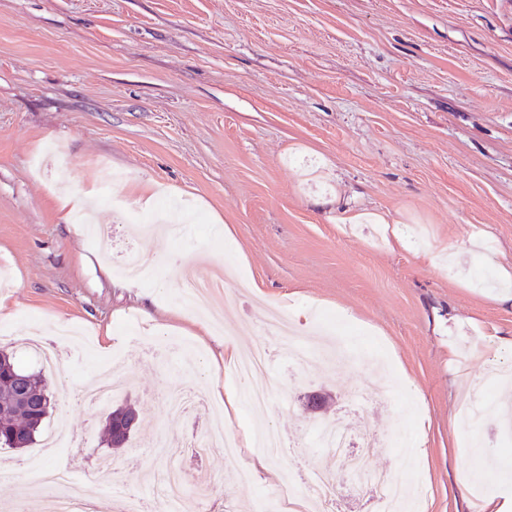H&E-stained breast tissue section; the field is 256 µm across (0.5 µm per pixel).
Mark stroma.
I'll return each instance as SVG.
<instances>
[{
	"mask_svg": "<svg viewBox=\"0 0 512 512\" xmlns=\"http://www.w3.org/2000/svg\"><path fill=\"white\" fill-rule=\"evenodd\" d=\"M66 187L91 192L88 205L63 208ZM355 213L383 221L346 223ZM144 216L182 237L134 234ZM396 232L406 248L392 249ZM451 242L454 261L433 266ZM130 243L156 277L116 274ZM173 256L229 279L209 303L245 348L272 347V305L306 347L331 334L316 313L340 329L344 360L307 371L272 347L268 414L237 404V434L285 440L252 486L237 471L255 447L197 457L188 442L211 414L165 408L208 351ZM0 265L18 306L1 351L32 370L21 337L52 318L83 333L47 381L45 423L66 419L73 445L46 461L96 495L152 512H275L282 471L321 468L339 477L337 512H372L343 458L314 443V390L351 442L401 428L372 463L424 512L512 494V438L487 421L491 454L475 455L464 410L487 368L512 365L494 350L512 336L500 297L512 291V0H0ZM159 341L168 352L150 358ZM105 365L121 386L112 405L144 420L115 451L107 409L78 399ZM365 391L388 400L356 402ZM171 468L189 479L178 502L157 485Z\"/></svg>",
	"mask_w": 512,
	"mask_h": 512,
	"instance_id": "35a3bbf8",
	"label": "stroma"
}]
</instances>
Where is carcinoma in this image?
<instances>
[{
	"mask_svg": "<svg viewBox=\"0 0 512 512\" xmlns=\"http://www.w3.org/2000/svg\"><path fill=\"white\" fill-rule=\"evenodd\" d=\"M24 391L31 396L32 406L26 410L13 407V399ZM48 392L46 380L39 374L26 371L14 358L0 353V446L12 448L19 441L28 446L45 419L49 405L41 402L42 394ZM109 444L122 448L140 424L136 409L121 405L109 414Z\"/></svg>",
	"mask_w": 512,
	"mask_h": 512,
	"instance_id": "1",
	"label": "carcinoma"
}]
</instances>
